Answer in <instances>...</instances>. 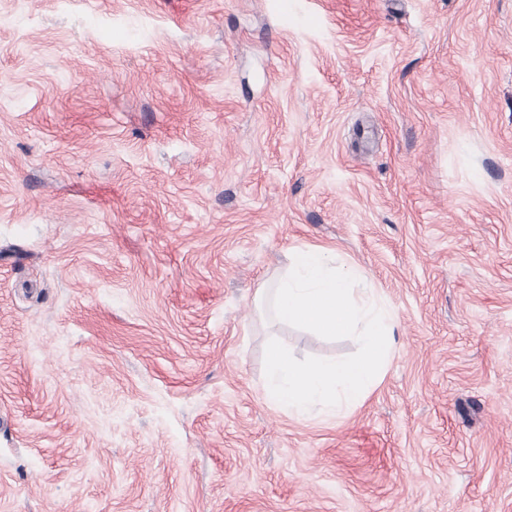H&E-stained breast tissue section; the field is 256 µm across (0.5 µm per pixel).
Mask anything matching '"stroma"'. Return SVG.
<instances>
[{
  "label": "stroma",
  "instance_id": "35a3bbf8",
  "mask_svg": "<svg viewBox=\"0 0 512 512\" xmlns=\"http://www.w3.org/2000/svg\"><path fill=\"white\" fill-rule=\"evenodd\" d=\"M306 246L395 327L302 421ZM0 512H512V0H0Z\"/></svg>",
  "mask_w": 512,
  "mask_h": 512
}]
</instances>
